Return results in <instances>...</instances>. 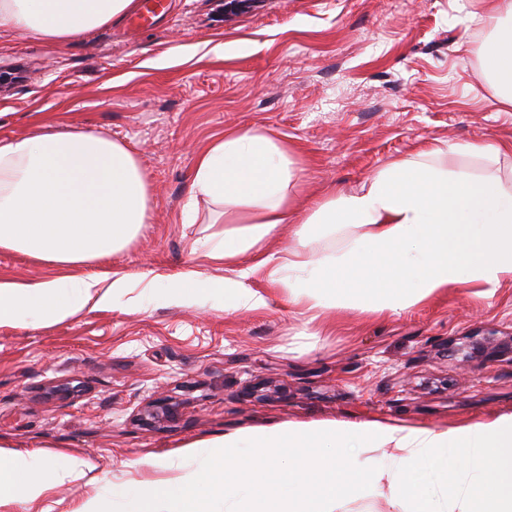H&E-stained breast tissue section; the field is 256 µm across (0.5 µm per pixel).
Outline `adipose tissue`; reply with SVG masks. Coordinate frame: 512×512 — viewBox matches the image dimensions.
<instances>
[{"label":"adipose tissue","instance_id":"obj_1","mask_svg":"<svg viewBox=\"0 0 512 512\" xmlns=\"http://www.w3.org/2000/svg\"><path fill=\"white\" fill-rule=\"evenodd\" d=\"M135 7V0H0V32L53 44L109 26ZM484 22L494 39L483 69L500 104L512 110V0H497ZM510 152L512 143L421 150L293 224L299 249L260 255L221 285L180 278L172 293L219 291L225 308L255 309L266 300L244 281L263 271L295 305L395 314L461 282L495 290L512 279V192L454 160L495 162ZM295 177L287 146L258 131L225 133L200 153L192 191L227 205L226 220L235 226L215 257L236 262L292 223ZM148 210L135 156L111 137L46 133L0 141V249L64 266L101 258L136 235ZM317 224H353L360 232L315 259L306 246ZM129 288L126 277L109 273L0 279V326L28 316L59 323L89 304L107 309ZM211 445L200 470L125 490L122 512H345L349 499L383 491L396 512H512V413L438 429L378 418L294 423L228 433ZM383 446L394 453L379 464L372 453ZM88 473L0 453V506L19 493L38 500L55 478L79 481Z\"/></svg>","mask_w":512,"mask_h":512}]
</instances>
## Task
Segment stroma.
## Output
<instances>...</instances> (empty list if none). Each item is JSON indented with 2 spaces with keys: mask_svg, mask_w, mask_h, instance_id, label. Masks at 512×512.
<instances>
[{
  "mask_svg": "<svg viewBox=\"0 0 512 512\" xmlns=\"http://www.w3.org/2000/svg\"><path fill=\"white\" fill-rule=\"evenodd\" d=\"M153 26L128 19L48 46L0 34V141L97 132L136 157L150 195L145 224L111 255L61 267L0 249L18 282L105 271L130 291L105 310L0 326V453L91 478L0 512H76L171 473L157 460L230 432L276 424L390 418L442 428L512 413V279L493 293L461 283L398 314L293 305L259 272L251 310L218 297L176 302L187 273L220 282L212 258L228 226L193 197L198 155L225 132L288 145L300 216L357 192L386 165L443 142L512 141L481 54L485 0H168ZM196 200L197 223L184 221ZM172 416L151 422L147 403Z\"/></svg>",
  "mask_w": 512,
  "mask_h": 512,
  "instance_id": "35a3bbf8",
  "label": "stroma"
}]
</instances>
